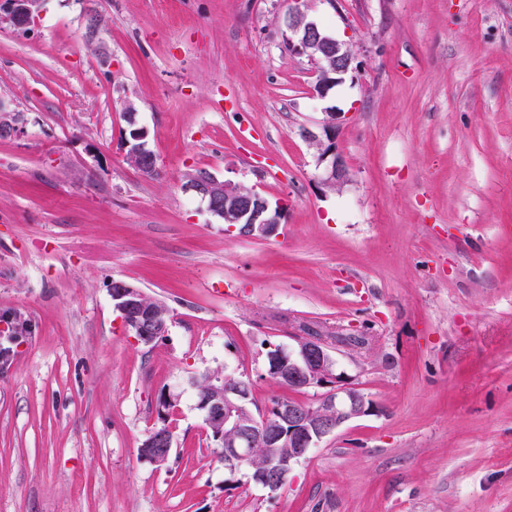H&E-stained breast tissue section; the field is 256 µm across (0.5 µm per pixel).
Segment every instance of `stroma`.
<instances>
[{
	"label": "stroma",
	"instance_id": "1",
	"mask_svg": "<svg viewBox=\"0 0 512 512\" xmlns=\"http://www.w3.org/2000/svg\"><path fill=\"white\" fill-rule=\"evenodd\" d=\"M292 5L44 0L28 33L0 21L20 127L0 137V512H512V0H305L362 63L323 98L284 49ZM331 119L335 187L303 136ZM133 123L156 174L126 158ZM200 170L283 202L278 235L211 215ZM115 280L168 306L162 339L124 324ZM306 330L381 411L272 491L225 472L197 384L313 402L267 372ZM163 425L158 468L138 449Z\"/></svg>",
	"mask_w": 512,
	"mask_h": 512
}]
</instances>
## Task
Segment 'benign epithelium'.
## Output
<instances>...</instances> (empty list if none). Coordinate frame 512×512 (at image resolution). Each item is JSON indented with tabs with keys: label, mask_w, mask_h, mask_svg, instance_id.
Listing matches in <instances>:
<instances>
[{
	"label": "benign epithelium",
	"mask_w": 512,
	"mask_h": 512,
	"mask_svg": "<svg viewBox=\"0 0 512 512\" xmlns=\"http://www.w3.org/2000/svg\"><path fill=\"white\" fill-rule=\"evenodd\" d=\"M42 0H0V18L16 29L28 28L41 11ZM286 41L293 55L304 57L316 65L315 93L323 97L349 72L357 69L355 57L317 19L300 6L288 13ZM136 110L126 104L130 126L125 140L127 158L140 168L155 159L147 148V131L136 126ZM18 132L17 118L0 100V134L7 137ZM324 133L330 144H324L312 131L304 136L317 146L319 161H328L325 181L336 184L346 179L348 170L343 157L336 153L331 140L335 127L327 125ZM187 188L206 203L207 211L237 228L240 235L268 238L276 234L283 204L271 203L253 188L218 180L210 173L196 174ZM114 308L140 340L151 343L164 334L171 320L169 309L148 298L145 293L121 280L110 284ZM291 390L330 387L313 404L298 405L288 401L276 408V416L244 412L245 397L236 389L205 384L198 389L197 406L203 422L220 441L224 468L235 472L250 459L253 449L261 446L267 453V467L253 475V481L276 489L286 484L295 462L310 449L333 435L348 422L378 412L376 403L359 388L341 382L337 360L329 346L319 337L298 336L295 345L280 348L271 356V368ZM173 450L170 428L150 430L139 448L141 457L161 468L168 464Z\"/></svg>",
	"instance_id": "obj_1"
}]
</instances>
